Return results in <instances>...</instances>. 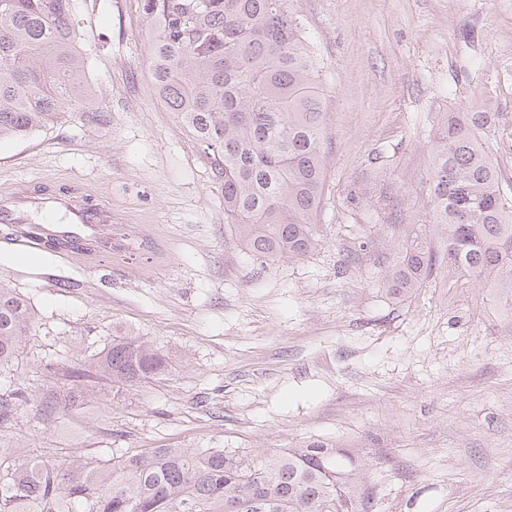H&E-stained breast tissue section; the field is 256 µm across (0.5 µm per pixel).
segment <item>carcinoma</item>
<instances>
[{
	"mask_svg": "<svg viewBox=\"0 0 512 512\" xmlns=\"http://www.w3.org/2000/svg\"><path fill=\"white\" fill-rule=\"evenodd\" d=\"M287 0H138L148 25L153 92L188 129L224 186V223L254 257L273 264L301 259L318 245L315 218L325 181V112L321 61ZM75 0H0V139L24 137L64 110L84 113L90 96L75 41ZM450 112L430 146L428 211L414 229L401 210L384 225H408L392 255L377 259V282L404 298L436 264L448 277H483L512 307V207L482 139L492 121ZM379 155L349 191L361 209L377 191ZM431 228L443 243L431 247ZM23 296L0 284V368L18 353L34 324ZM112 382L137 384L161 375L163 354L115 336L97 353ZM71 395L44 409L49 420L86 398L92 371L63 372ZM26 396L0 391V426ZM258 491L274 512H367L351 457L322 442L279 453L156 448L107 461L49 464L20 448H0V512H224V502Z\"/></svg>",
	"mask_w": 512,
	"mask_h": 512,
	"instance_id": "1",
	"label": "carcinoma"
}]
</instances>
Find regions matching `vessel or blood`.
<instances>
[{
  "mask_svg": "<svg viewBox=\"0 0 512 512\" xmlns=\"http://www.w3.org/2000/svg\"><path fill=\"white\" fill-rule=\"evenodd\" d=\"M32 202V197L23 188L1 197L0 223L17 225L21 241L34 249L46 248L53 242L64 248H85L89 240L97 237L100 223L110 218L109 213L99 205L88 201L79 203L62 197L58 203L66 211L68 227L43 224L32 230L28 227Z\"/></svg>",
  "mask_w": 512,
  "mask_h": 512,
  "instance_id": "obj_1",
  "label": "vessel or blood"
}]
</instances>
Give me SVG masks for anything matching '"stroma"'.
<instances>
[{"label": "stroma", "mask_w": 512, "mask_h": 512, "mask_svg": "<svg viewBox=\"0 0 512 512\" xmlns=\"http://www.w3.org/2000/svg\"><path fill=\"white\" fill-rule=\"evenodd\" d=\"M324 62L320 242L262 264L224 227V197L192 135L153 93L137 0H76V43L98 123L64 115L0 140V195L39 181L106 205L92 251L21 255L0 224V282L35 324L0 387L28 402L0 448L46 460L154 448L275 453L313 442L354 456L369 512H512V325L498 289L438 269L406 299L376 284L397 240L380 204L348 190L385 153L390 204L426 201L429 142L483 99V138L512 204V0H288ZM368 241L360 250V241ZM79 280L75 289L60 279ZM116 335L159 349L166 372L134 386L90 379L46 421L47 391Z\"/></svg>", "instance_id": "1"}]
</instances>
